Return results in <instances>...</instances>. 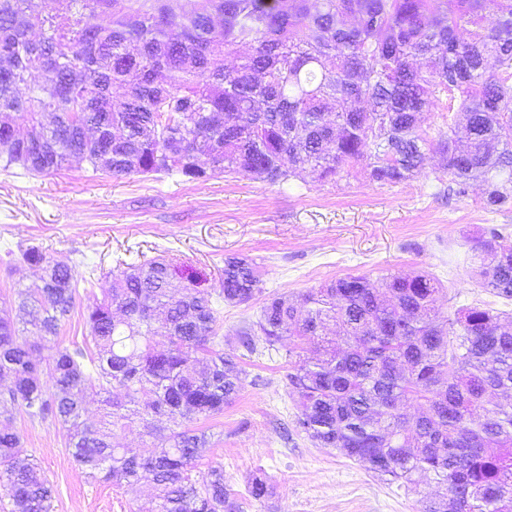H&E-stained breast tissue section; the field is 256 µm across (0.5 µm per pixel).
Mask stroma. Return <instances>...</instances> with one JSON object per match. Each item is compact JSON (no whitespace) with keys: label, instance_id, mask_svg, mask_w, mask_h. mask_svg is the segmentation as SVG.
<instances>
[{"label":"stroma","instance_id":"obj_1","mask_svg":"<svg viewBox=\"0 0 512 512\" xmlns=\"http://www.w3.org/2000/svg\"><path fill=\"white\" fill-rule=\"evenodd\" d=\"M450 183L433 150L409 180L394 185L371 182L359 165L330 182L283 184L221 174L198 182L113 178L78 160L41 175L0 168V309L21 320L16 291L34 276L17 250L38 245L71 269L76 306L59 335L66 346L88 340L84 308L107 287L106 275L119 261L162 251L204 273L210 288L218 285L216 269L225 257L257 263L261 293L224 308L228 352L237 345V329L256 319L267 296L298 297L348 273L427 272L442 283L437 304L447 313L485 302L512 314L511 300L480 288L467 259L469 238L486 228L503 225L512 234V208H486L481 184L455 195ZM243 367L245 387L223 414L207 419L214 436L191 473L196 480L222 467L224 487L241 512H419L421 499L434 494L425 481L413 491L399 489L291 431L296 405L285 351L252 355ZM11 426L54 487L51 512H138L133 489L92 480L74 466L67 427L19 413ZM257 475L272 486L259 500L248 494Z\"/></svg>","mask_w":512,"mask_h":512}]
</instances>
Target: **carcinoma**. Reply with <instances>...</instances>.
<instances>
[{
	"instance_id": "obj_1",
	"label": "carcinoma",
	"mask_w": 512,
	"mask_h": 512,
	"mask_svg": "<svg viewBox=\"0 0 512 512\" xmlns=\"http://www.w3.org/2000/svg\"><path fill=\"white\" fill-rule=\"evenodd\" d=\"M0 0V165L30 174L69 161L114 177L215 173L275 184L326 182L363 165L370 181L409 179L429 140L419 115L448 89L460 100L437 144L448 190L485 186V205H512V0ZM493 9L497 26L459 41L460 23ZM99 16L90 24L87 16ZM40 32L39 38L32 31ZM249 52L239 54L241 45ZM428 59L422 71L411 59ZM365 100L369 108L356 103ZM40 127L34 146L29 131ZM481 287L512 299V242L490 228L470 242ZM36 281L16 291L41 342L0 316V414L61 424L89 477L141 488L138 512H240L224 470L191 479L212 438L197 421L221 414L247 371L224 352L219 306L260 292L253 260L228 257L219 287L176 280L164 256L127 263L85 308L94 348L56 342L75 305L67 264L20 250ZM425 273L346 274L302 295L268 297L237 330L253 354L288 340L294 427L407 490L438 487L420 512H512V321L478 305L450 317ZM331 325L343 342L326 337ZM316 343L303 358L300 341ZM122 390L114 395L113 389ZM101 396L98 427L82 421ZM417 404L408 414L403 406ZM173 424L168 446L117 448L112 428ZM0 424V488L11 512H50L53 486Z\"/></svg>"
}]
</instances>
